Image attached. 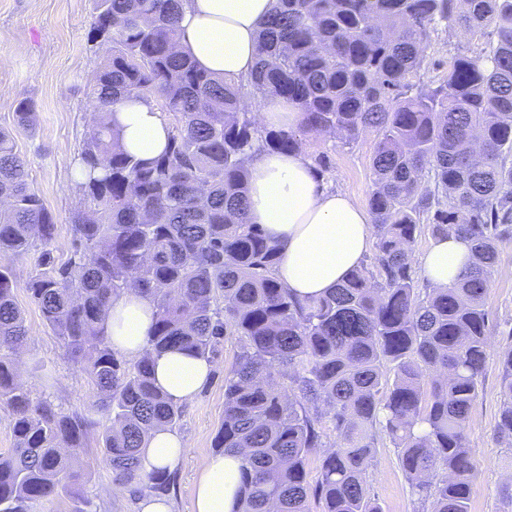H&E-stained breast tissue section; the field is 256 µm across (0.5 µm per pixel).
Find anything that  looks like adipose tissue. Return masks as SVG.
<instances>
[{
    "label": "adipose tissue",
    "instance_id": "1",
    "mask_svg": "<svg viewBox=\"0 0 512 512\" xmlns=\"http://www.w3.org/2000/svg\"><path fill=\"white\" fill-rule=\"evenodd\" d=\"M272 0H185L179 25L181 48L203 69L237 82L247 78L256 61L260 22ZM114 118L122 144L131 153L152 158L167 144L169 129L152 104L131 100L117 106ZM247 207L252 223L262 225L277 245L278 278L303 298L336 288L360 266L373 245V228L365 209L348 195L320 184L303 151L260 152L252 164ZM473 261L470 245L458 235L433 241L421 258L431 287L454 283ZM153 303L134 293L114 298L109 319L112 346L139 356L154 322ZM155 378L175 402L191 400L208 379L206 360L180 352L155 362ZM184 452L179 435L162 428L151 432L141 469L150 473L175 467ZM239 462L218 454L204 458L193 489L194 512H235L240 485Z\"/></svg>",
    "mask_w": 512,
    "mask_h": 512
}]
</instances>
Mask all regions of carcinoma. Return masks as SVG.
I'll return each mask as SVG.
<instances>
[{
    "label": "carcinoma",
    "mask_w": 512,
    "mask_h": 512,
    "mask_svg": "<svg viewBox=\"0 0 512 512\" xmlns=\"http://www.w3.org/2000/svg\"><path fill=\"white\" fill-rule=\"evenodd\" d=\"M183 0H96L91 40L106 48L79 154L82 208L73 257L53 251L57 224L32 187L14 137L0 130V254L28 257L20 282L0 265V407L14 448L0 456V512H92L76 463L95 436L113 480L138 499L174 476L144 473L149 433L176 428L182 406L155 383V358L207 360L226 336L240 351L224 377L216 447L241 450L239 512H382L370 495L376 429L398 450L424 512H469L476 474L467 440L487 358V292L512 243V0H275L260 23L256 66L229 84L179 48ZM492 26L490 48L453 57L448 79L414 86L431 33ZM300 112L268 127L247 99ZM153 103L168 120L165 151L123 149L114 106ZM31 127L36 103L15 100ZM374 129L375 272L357 268L333 291L297 298L276 275L278 248L249 221L254 157L335 132ZM470 242L474 264L448 288H423L417 236ZM24 291L80 366L95 401L84 413L36 400L18 381L28 343ZM131 291L156 307L130 362L112 348V299ZM495 426L512 446V349L500 359ZM393 371L385 378L384 369ZM326 448L308 480L309 455Z\"/></svg>",
    "instance_id": "1"
}]
</instances>
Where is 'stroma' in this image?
I'll return each mask as SVG.
<instances>
[{
  "mask_svg": "<svg viewBox=\"0 0 512 512\" xmlns=\"http://www.w3.org/2000/svg\"><path fill=\"white\" fill-rule=\"evenodd\" d=\"M94 0H0V128L11 131L29 178L57 224L58 262L73 254L72 217L81 204L74 163L88 134L94 104L92 77L103 51L91 42ZM487 33L471 36L438 31L432 34L416 85H434L448 75L458 48L478 53L488 48ZM31 97L37 107L34 127L18 126L11 104L18 96ZM377 134L364 132L352 144L341 138L317 137L306 142V156L324 154L328 169L324 185L340 190L359 205H367L373 190L372 157ZM18 299L25 310L31 337L22 356V378L34 396L69 412L87 410L93 394L84 375L63 356L59 340L45 324L26 293ZM489 313V348L479 397L471 411L467 438L475 451L477 474L473 480L469 512H512V454L507 441L494 433L500 406L499 358L512 349V243L504 245L497 271L484 297ZM238 352L236 337H225L212 360V376L198 394L182 405L176 428L185 453L176 465L170 491L174 512H193V487L203 458L215 454V440L224 422V377ZM85 489L97 512H135L128 494L113 493L112 477L95 447L81 459ZM371 496L382 512H417L418 500L398 463L388 439L378 438L369 473Z\"/></svg>",
  "mask_w": 512,
  "mask_h": 512,
  "instance_id": "obj_1",
  "label": "stroma"
}]
</instances>
